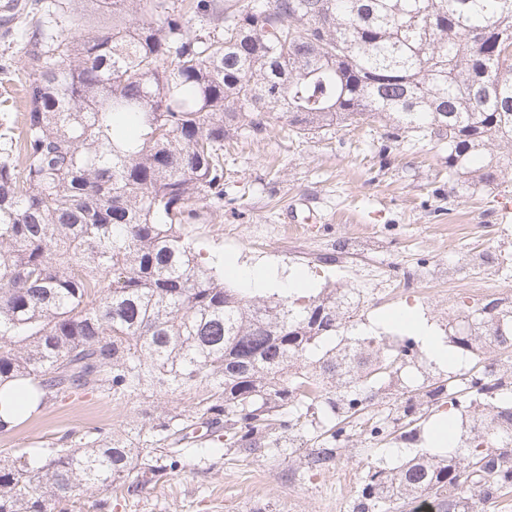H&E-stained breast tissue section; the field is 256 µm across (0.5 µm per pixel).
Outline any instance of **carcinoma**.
Returning a JSON list of instances; mask_svg holds the SVG:
<instances>
[{
	"label": "carcinoma",
	"instance_id": "cac0c4a2",
	"mask_svg": "<svg viewBox=\"0 0 512 512\" xmlns=\"http://www.w3.org/2000/svg\"><path fill=\"white\" fill-rule=\"evenodd\" d=\"M112 24L81 21L83 2ZM57 0L31 16L19 138L0 142V385L36 408L78 392L196 394L148 424L0 459V512H79L85 495L132 496L182 466L188 448L252 454L320 441L336 454L346 420L420 353L389 354L353 327L349 288L247 297L198 260L185 232L197 202H224V143L279 114L299 135L381 123L448 149V177L490 185L492 145L512 150V0ZM462 309L449 337L462 363L396 397L414 442L448 405L453 447L365 463L352 512H478L512 491V309Z\"/></svg>",
	"mask_w": 512,
	"mask_h": 512
}]
</instances>
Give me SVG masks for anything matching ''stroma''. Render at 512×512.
Wrapping results in <instances>:
<instances>
[{"label": "stroma", "mask_w": 512, "mask_h": 512, "mask_svg": "<svg viewBox=\"0 0 512 512\" xmlns=\"http://www.w3.org/2000/svg\"><path fill=\"white\" fill-rule=\"evenodd\" d=\"M26 47L0 26V133L19 126L25 109ZM383 128H341L300 136L285 120L224 151V202H200L189 225L205 265L228 287L240 282L229 266H269L280 276H306L307 292L350 287L360 293L357 320L372 336H399L386 314L410 308L440 338L461 305L498 298L512 283V263L473 262L488 247L512 256V162L494 185L465 187L448 176L447 151L405 140L387 153ZM192 393L143 399L102 391L48 403L36 420L0 435V458H43L74 445L93 429L109 432L149 422L161 409L190 408ZM370 443L350 430L320 472L303 465L307 447L282 456H238L223 445L187 454L183 469L134 497L107 496L84 512H351Z\"/></svg>", "instance_id": "35a3bbf8"}]
</instances>
